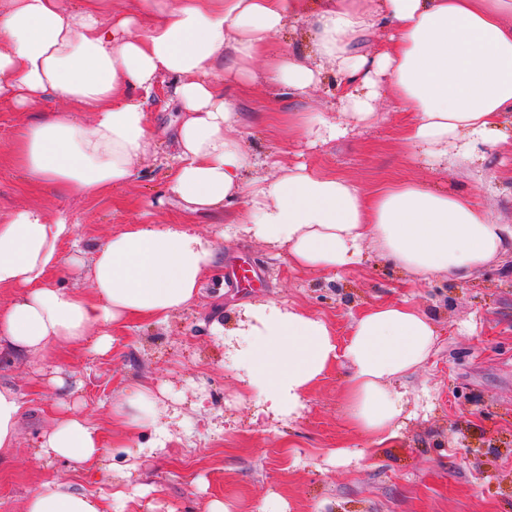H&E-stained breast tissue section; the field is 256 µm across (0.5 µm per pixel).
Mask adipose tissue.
Returning <instances> with one entry per match:
<instances>
[{
	"instance_id": "1",
	"label": "adipose tissue",
	"mask_w": 512,
	"mask_h": 512,
	"mask_svg": "<svg viewBox=\"0 0 512 512\" xmlns=\"http://www.w3.org/2000/svg\"><path fill=\"white\" fill-rule=\"evenodd\" d=\"M140 0L158 14L139 30L104 0H0V101L27 108L47 101L16 131L10 153L33 186L61 196L121 186L148 154L147 104L168 77L181 110L179 150L169 190L198 210L242 199L245 222L233 230L287 248L303 270L345 269L377 249L405 275L467 279L512 251V225L475 193L400 183L366 193L347 179L299 163L249 179L234 131L239 114L217 72L236 82L253 77L296 97L323 72L308 56L272 53L287 26L309 17L315 53L329 61L341 90L344 122L306 113L308 137L327 142L368 129L393 93L409 118L403 138L418 155L443 163L449 153L478 164L482 145L503 137L512 116V0ZM384 44L361 45L377 29ZM91 115L89 123L79 113ZM64 218L36 206L0 217V288L17 289L0 306V353L23 356L59 343L94 339L105 349L108 328L132 318L162 321L188 307L215 262L210 240L180 224H131L93 251L83 294L54 287L48 271L62 262L60 242L73 236ZM430 317L407 303L363 310L345 341L319 317L273 302L249 305L228 331L225 365L261 413L294 419L304 395L337 360L346 378L347 420L365 447L396 438L404 398L395 384L429 356ZM114 416L127 431L155 426L156 397L131 386ZM44 457L99 467L109 448L82 415L61 419L39 443ZM27 512H107L86 493L49 480L32 491Z\"/></svg>"
}]
</instances>
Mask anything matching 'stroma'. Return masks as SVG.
I'll return each mask as SVG.
<instances>
[{"label": "stroma", "instance_id": "35a3bbf8", "mask_svg": "<svg viewBox=\"0 0 512 512\" xmlns=\"http://www.w3.org/2000/svg\"><path fill=\"white\" fill-rule=\"evenodd\" d=\"M224 87L241 116L235 134L249 162L246 177L304 163L368 192L406 180L473 188L493 216L512 224L511 145H485L484 183L475 188L464 168L416 158L403 139L407 115L393 98L381 105L384 122L313 146L288 118L316 111L342 120L333 74L303 98L259 80L242 90L228 79ZM147 112L154 147L136 162L132 179L109 192L63 198L31 187L6 153L31 113L0 102V213L38 206L49 218L65 216L81 240L77 248L60 243L64 263L48 274L54 286L86 292L94 245L130 224H182L211 238L217 252L189 307L162 322L110 327L108 350L89 340L0 356V387L25 404L14 447L0 449V512H26L30 493L49 478L107 500L148 486L125 512H207L217 500L229 512H261L272 494L285 499L287 512H512V255L465 281L406 280L371 249L343 271L294 269L286 250L223 236L226 224L244 220L245 201L217 215L187 210L169 192L179 110L167 79L159 80ZM240 268L248 277L234 278ZM267 301L323 318L341 341L354 317L380 302L405 301L429 315L437 339L404 381L406 416L396 439L372 449L351 431L341 364L308 389L298 419L255 418L253 400L224 368L229 348L216 328L236 327L245 305ZM57 376L65 386L54 384ZM137 383L154 391L157 424L167 434L162 453L147 451L153 429L127 437L113 416ZM72 410L111 442L110 472L39 456L40 435Z\"/></svg>", "mask_w": 512, "mask_h": 512}]
</instances>
